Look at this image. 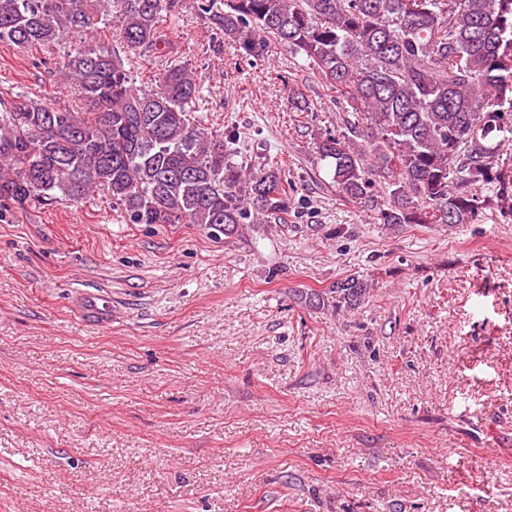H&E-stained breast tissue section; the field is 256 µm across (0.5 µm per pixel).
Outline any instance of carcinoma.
Masks as SVG:
<instances>
[{
    "label": "carcinoma",
    "instance_id": "1",
    "mask_svg": "<svg viewBox=\"0 0 512 512\" xmlns=\"http://www.w3.org/2000/svg\"><path fill=\"white\" fill-rule=\"evenodd\" d=\"M224 38L262 57L274 40L335 93L344 129L317 142L332 186L390 228L473 224L512 209V0H194ZM177 0H0V41L21 53L84 35L52 72L83 110L0 97V217L98 188L127 224H200L229 238L244 224L288 223L280 171L236 161L231 133L190 124L200 93L188 64L139 89L98 36L110 14L131 52L174 49L160 19ZM371 287L351 275L310 309H359Z\"/></svg>",
    "mask_w": 512,
    "mask_h": 512
}]
</instances>
